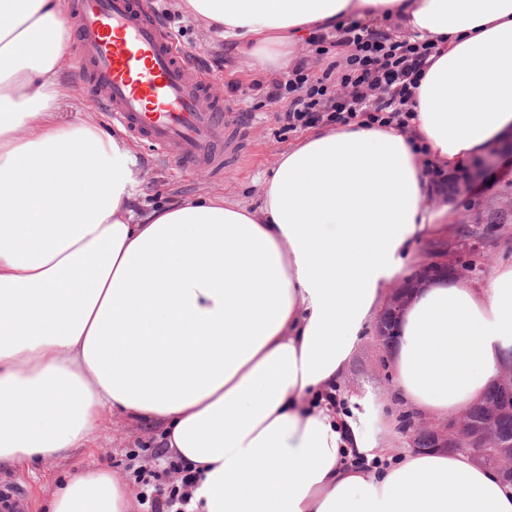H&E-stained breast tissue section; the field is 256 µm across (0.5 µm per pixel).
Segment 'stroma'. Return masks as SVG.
Wrapping results in <instances>:
<instances>
[{
  "label": "stroma",
  "instance_id": "stroma-1",
  "mask_svg": "<svg viewBox=\"0 0 512 512\" xmlns=\"http://www.w3.org/2000/svg\"><path fill=\"white\" fill-rule=\"evenodd\" d=\"M158 16L177 47L190 52L193 61L210 79V94L236 102L242 109L247 149L241 163L225 167L223 175L208 170H180L175 162L134 140L138 177L144 203L161 206L203 194H218L248 202L262 189V177L273 165L279 150L301 137V130L288 129L282 118L283 104L266 98L269 74L253 67L249 57L236 52L214 30L180 11L175 0H152ZM310 74L321 76L330 63L344 62L345 47L327 37L323 43L303 38L297 48ZM433 240L447 242L450 254L472 266L469 284L488 279L496 267L512 262V165H498L490 180L462 189L453 201V218L438 225ZM392 387L387 350L373 335H366L352 353L341 385L352 394L371 391L383 394ZM157 432L118 411L106 412L98 432L83 447L68 455L38 465L34 471L0 467L1 482L22 486L29 512H42L46 489L59 477L86 467L105 468L123 479L134 492V512H150L142 501L138 471L161 469Z\"/></svg>",
  "mask_w": 512,
  "mask_h": 512
}]
</instances>
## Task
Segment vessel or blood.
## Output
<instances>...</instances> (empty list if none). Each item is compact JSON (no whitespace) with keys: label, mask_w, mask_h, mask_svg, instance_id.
<instances>
[{"label":"vessel or blood","mask_w":512,"mask_h":512,"mask_svg":"<svg viewBox=\"0 0 512 512\" xmlns=\"http://www.w3.org/2000/svg\"><path fill=\"white\" fill-rule=\"evenodd\" d=\"M72 65L89 83L92 104L160 156L194 170H222L244 137L231 101L202 109L206 81L177 49L146 0H75ZM0 507L27 512L19 484H0Z\"/></svg>","instance_id":"vessel-or-blood-1"}]
</instances>
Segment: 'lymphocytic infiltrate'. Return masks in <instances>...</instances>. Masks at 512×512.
<instances>
[{
  "label": "lymphocytic infiltrate",
  "instance_id": "f902f5d3",
  "mask_svg": "<svg viewBox=\"0 0 512 512\" xmlns=\"http://www.w3.org/2000/svg\"><path fill=\"white\" fill-rule=\"evenodd\" d=\"M338 42L351 49L345 69L329 67L315 77L301 65L286 79L272 80L268 96L272 102H286L289 128L345 124L360 112L373 124L407 126L410 89L425 71L430 45L395 41L384 32L374 35L356 21L339 27ZM333 79L347 88L346 96H331ZM172 473L179 474L180 481L171 487L166 479ZM140 479L151 512H186L193 475L181 461L168 459L164 469L142 473Z\"/></svg>",
  "mask_w": 512,
  "mask_h": 512
}]
</instances>
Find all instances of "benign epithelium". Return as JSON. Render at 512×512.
<instances>
[{
  "instance_id": "obj_1",
  "label": "benign epithelium",
  "mask_w": 512,
  "mask_h": 512,
  "mask_svg": "<svg viewBox=\"0 0 512 512\" xmlns=\"http://www.w3.org/2000/svg\"><path fill=\"white\" fill-rule=\"evenodd\" d=\"M497 155L486 157L468 171V184L481 181L495 166ZM469 265L448 258L447 244L438 241L429 247V259L413 274L402 278L390 290L384 312L378 320L374 335L385 347L390 346L398 324L412 297L435 277H448L455 282H463ZM474 406L480 409L479 417L466 409L442 427L420 429L412 426L410 443L416 451L448 450L467 448L473 451L476 462L493 470L503 481L512 482V436L502 432L500 421L504 415L512 413V356L503 360L498 373ZM426 433V445L415 441L419 431Z\"/></svg>"
}]
</instances>
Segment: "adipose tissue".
Listing matches in <instances>:
<instances>
[{
  "label": "adipose tissue",
  "instance_id": "1",
  "mask_svg": "<svg viewBox=\"0 0 512 512\" xmlns=\"http://www.w3.org/2000/svg\"><path fill=\"white\" fill-rule=\"evenodd\" d=\"M259 68L300 35L394 19L432 46L412 136L311 127L249 203L137 210L133 149L62 112L66 0H0V464L68 454L117 409L162 429L195 477L186 512H512L467 452L370 439L388 398L341 394L346 363L449 208L454 172L512 133V0H178ZM512 347V266L480 287L433 280L391 346L393 395L436 421L470 406ZM371 468L350 464L351 456ZM83 469L45 512H132Z\"/></svg>",
  "mask_w": 512,
  "mask_h": 512
}]
</instances>
